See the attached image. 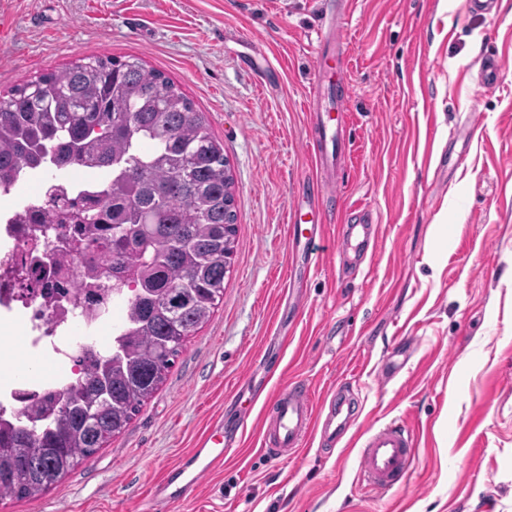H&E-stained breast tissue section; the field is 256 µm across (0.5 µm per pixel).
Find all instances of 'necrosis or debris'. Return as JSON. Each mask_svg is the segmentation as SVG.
I'll return each mask as SVG.
<instances>
[{"label": "necrosis or debris", "mask_w": 512, "mask_h": 512, "mask_svg": "<svg viewBox=\"0 0 512 512\" xmlns=\"http://www.w3.org/2000/svg\"><path fill=\"white\" fill-rule=\"evenodd\" d=\"M28 176L34 179V188L24 192L20 202L0 210V320L20 322L25 349L54 364L72 362L77 345L90 348L92 358L104 357L113 338L126 328V301L93 286L90 274L99 262L96 251L61 250L62 241L79 238L77 225L39 221L52 197L65 202L93 192L98 178L79 167L51 175L33 168ZM79 279L85 287L75 304L71 296ZM72 382L62 373L12 382L0 400V419L14 422L15 408H39L43 399L65 393Z\"/></svg>", "instance_id": "1"}]
</instances>
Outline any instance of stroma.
Wrapping results in <instances>:
<instances>
[{
    "label": "stroma",
    "mask_w": 512,
    "mask_h": 512,
    "mask_svg": "<svg viewBox=\"0 0 512 512\" xmlns=\"http://www.w3.org/2000/svg\"><path fill=\"white\" fill-rule=\"evenodd\" d=\"M0 16V93L90 56L172 78L224 147L238 227L223 298L128 428L0 512H148L218 417L241 444L171 512H512V0H0ZM487 47L503 74L484 89ZM323 54L346 76L324 93L347 101L349 158L307 247L288 219L316 173ZM351 217L380 228L357 265L336 250ZM293 378L320 413L335 392L359 407L336 442L263 453L262 409ZM392 421L417 429L412 475L360 489L350 438Z\"/></svg>",
    "instance_id": "1"
}]
</instances>
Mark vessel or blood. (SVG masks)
<instances>
[{"label":"vessel or blood","mask_w":512,"mask_h":512,"mask_svg":"<svg viewBox=\"0 0 512 512\" xmlns=\"http://www.w3.org/2000/svg\"><path fill=\"white\" fill-rule=\"evenodd\" d=\"M336 133L321 113H314L311 150L316 169L328 174L344 161L330 152ZM319 424L311 391L305 381L294 379L267 406L260 426L261 445L270 454L307 446ZM358 456V478L366 487L387 491L406 482L417 446L414 431L402 423L371 428L352 441ZM229 445L223 426L208 428L192 454L170 468L153 490L160 506H173L196 498L204 479L223 464Z\"/></svg>","instance_id":"1"}]
</instances>
